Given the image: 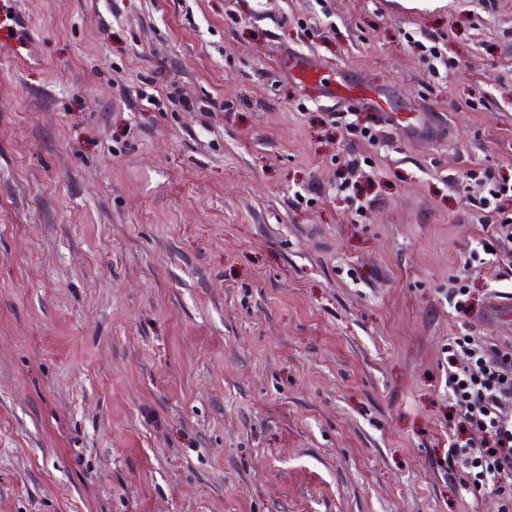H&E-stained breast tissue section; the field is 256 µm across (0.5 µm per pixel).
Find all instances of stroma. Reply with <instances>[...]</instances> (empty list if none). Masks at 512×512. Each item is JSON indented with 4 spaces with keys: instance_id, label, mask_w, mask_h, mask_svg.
Instances as JSON below:
<instances>
[{
    "instance_id": "1",
    "label": "stroma",
    "mask_w": 512,
    "mask_h": 512,
    "mask_svg": "<svg viewBox=\"0 0 512 512\" xmlns=\"http://www.w3.org/2000/svg\"><path fill=\"white\" fill-rule=\"evenodd\" d=\"M19 3L0 512H500L445 463V379L452 338L512 345V243L467 262L512 181V0Z\"/></svg>"
}]
</instances>
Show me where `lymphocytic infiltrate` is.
<instances>
[{"mask_svg": "<svg viewBox=\"0 0 512 512\" xmlns=\"http://www.w3.org/2000/svg\"><path fill=\"white\" fill-rule=\"evenodd\" d=\"M454 432L446 462L466 473L471 495L512 487V346L465 336L448 347Z\"/></svg>", "mask_w": 512, "mask_h": 512, "instance_id": "f902f5d3", "label": "lymphocytic infiltrate"}]
</instances>
